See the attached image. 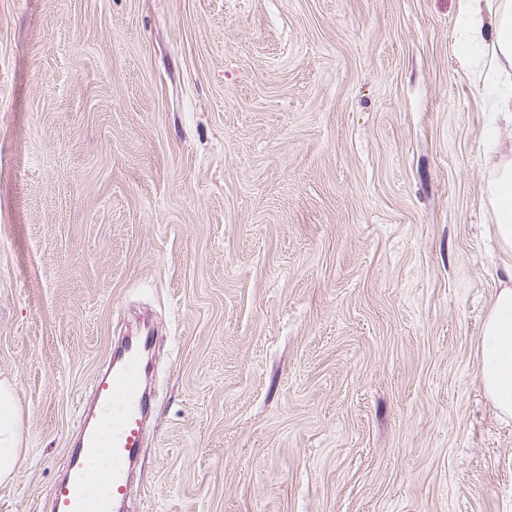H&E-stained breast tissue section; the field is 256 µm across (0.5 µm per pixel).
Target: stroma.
I'll return each mask as SVG.
<instances>
[{"mask_svg": "<svg viewBox=\"0 0 512 512\" xmlns=\"http://www.w3.org/2000/svg\"><path fill=\"white\" fill-rule=\"evenodd\" d=\"M466 0H0V380L49 512L120 336L121 512H512L480 327L512 257ZM483 194L494 212L498 246L512 255V145L501 154L485 179Z\"/></svg>", "mask_w": 512, "mask_h": 512, "instance_id": "35a3bbf8", "label": "stroma"}]
</instances>
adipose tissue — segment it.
<instances>
[{
  "label": "adipose tissue",
  "mask_w": 512,
  "mask_h": 512,
  "mask_svg": "<svg viewBox=\"0 0 512 512\" xmlns=\"http://www.w3.org/2000/svg\"><path fill=\"white\" fill-rule=\"evenodd\" d=\"M470 0L461 25L466 45L474 49L491 42L499 69L512 68V0ZM483 194L495 216L500 250L512 255V147L503 152L483 184ZM477 351L484 392L499 414L512 418V272L496 292L485 317ZM21 422L16 392L0 381V481L13 477L20 464Z\"/></svg>",
  "instance_id": "1"
}]
</instances>
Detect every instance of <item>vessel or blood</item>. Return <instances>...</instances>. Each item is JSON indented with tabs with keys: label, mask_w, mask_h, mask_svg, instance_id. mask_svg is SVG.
<instances>
[{
	"label": "vessel or blood",
	"mask_w": 512,
	"mask_h": 512,
	"mask_svg": "<svg viewBox=\"0 0 512 512\" xmlns=\"http://www.w3.org/2000/svg\"><path fill=\"white\" fill-rule=\"evenodd\" d=\"M151 336L123 342L110 354L105 371L92 381L94 410L84 419L79 437L70 450L64 478L58 483L51 512H90L86 497L87 459L100 448L112 451V476L101 494L124 502L130 489V466L144 444L145 421L152 398L144 379Z\"/></svg>",
	"instance_id": "obj_1"
}]
</instances>
